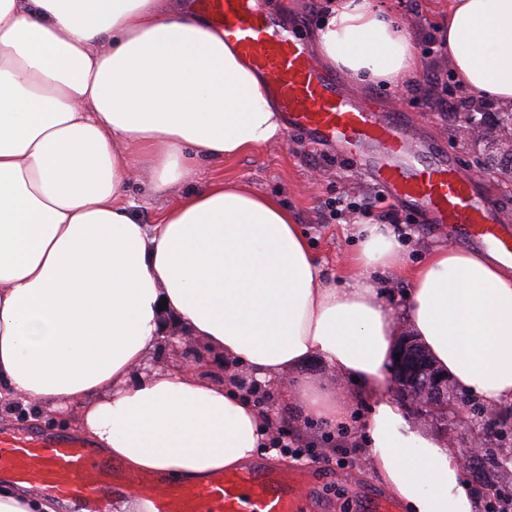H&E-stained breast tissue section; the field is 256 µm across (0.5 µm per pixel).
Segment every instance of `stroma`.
<instances>
[{
  "label": "stroma",
  "mask_w": 512,
  "mask_h": 512,
  "mask_svg": "<svg viewBox=\"0 0 512 512\" xmlns=\"http://www.w3.org/2000/svg\"><path fill=\"white\" fill-rule=\"evenodd\" d=\"M383 2L410 19L409 33L422 68L402 86L369 85L363 92L377 97L383 109L400 110L409 115L411 141L427 140L451 146L462 174H469L478 153L467 139L461 114L442 111L438 98L451 93L476 103L480 97L460 87L447 52L430 54L426 51L429 37L442 34L448 0ZM325 5L326 0H288V9L283 12L279 9V0H260L262 10L276 18L282 28L308 32L315 29ZM435 75L442 80L437 87L431 84ZM213 179L243 183L254 191L281 199L295 215L313 252L330 274L339 272L359 247L351 233L353 222H378L380 214L389 209L383 202L367 211L337 210V198L358 202L381 193V186L341 156L335 146L314 144L298 133L285 134L282 140L235 158L204 164L162 194L151 193L138 179H131L127 198L138 220L153 224L180 194ZM394 211L396 223L391 230L401 244L403 263L398 271L381 276L377 288L389 307L398 308L409 289L407 273L410 268L422 263L434 246L449 243L450 238L443 226L430 223L405 206H397ZM198 352L202 361L195 370L196 377L236 386L246 383L248 375L244 368L226 362L223 353L207 346L199 347ZM258 398L271 420L273 433L285 430L299 438L303 445L325 457L327 468L337 474L336 481L319 492L313 512H360L358 495L361 491L385 493V486L365 465L364 440L357 428L358 422L369 415V400L353 397V426L328 431L303 418L277 383L262 387ZM425 423L429 430L448 439L458 449L465 448L477 434L483 450L512 451V404L485 408L482 415L469 416L462 423L447 425L435 414L429 415ZM0 431L29 438L46 434L69 438L79 435L73 426L48 418L33 420L25 410L8 405L0 407Z\"/></svg>",
  "instance_id": "stroma-1"
}]
</instances>
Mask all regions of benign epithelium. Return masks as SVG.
<instances>
[{"instance_id":"1","label":"benign epithelium","mask_w":512,"mask_h":512,"mask_svg":"<svg viewBox=\"0 0 512 512\" xmlns=\"http://www.w3.org/2000/svg\"><path fill=\"white\" fill-rule=\"evenodd\" d=\"M465 124L474 133L475 143H483L487 148L498 150L497 155L471 168L473 177H483L487 172L498 170L507 163L512 165L511 112H485L478 107L466 114ZM166 341L173 351L181 353L184 366H192L196 356L188 336L171 332L166 335ZM398 353L400 356L395 363L393 390L401 402L421 417L428 416V409L450 402L451 383L448 373L439 370L418 351L411 337H401Z\"/></svg>"}]
</instances>
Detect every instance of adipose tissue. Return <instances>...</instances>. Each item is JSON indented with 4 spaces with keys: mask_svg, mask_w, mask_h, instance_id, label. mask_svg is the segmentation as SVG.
Returning <instances> with one entry per match:
<instances>
[{
    "mask_svg": "<svg viewBox=\"0 0 512 512\" xmlns=\"http://www.w3.org/2000/svg\"><path fill=\"white\" fill-rule=\"evenodd\" d=\"M446 39L459 84L512 111V0H448ZM310 42L355 88L420 69L377 0H328ZM261 83L183 0H0V397L75 422L135 473L239 468L270 441L254 388L132 378L175 327L326 427L350 424L356 385L367 464L406 512H472L458 450L385 388L405 331L458 387L512 403L511 261L438 247L395 310L372 282L400 265L383 225L356 224L335 279L287 206L243 185L203 184L151 226L128 208L132 168L158 194L280 139ZM313 361L327 381L300 377Z\"/></svg>",
    "mask_w": 512,
    "mask_h": 512,
    "instance_id": "obj_1",
    "label": "adipose tissue"
}]
</instances>
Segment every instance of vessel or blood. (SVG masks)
<instances>
[{
  "label": "vessel or blood",
  "mask_w": 512,
  "mask_h": 512,
  "mask_svg": "<svg viewBox=\"0 0 512 512\" xmlns=\"http://www.w3.org/2000/svg\"><path fill=\"white\" fill-rule=\"evenodd\" d=\"M191 5L262 75L261 88L277 100L287 131L339 146L393 198L447 225L450 237L494 248L512 261V231L500 209L459 173L450 149L414 144L403 113L378 112L371 102L347 94L339 79L313 61L301 38L284 32L257 0H191ZM3 474L82 512H105L132 484L151 503V512H309L311 503L308 471L292 466L256 465L202 483L132 476L68 438H0Z\"/></svg>",
  "instance_id": "1"
}]
</instances>
